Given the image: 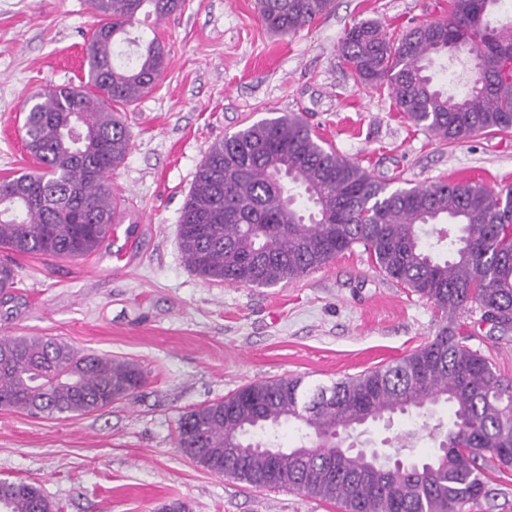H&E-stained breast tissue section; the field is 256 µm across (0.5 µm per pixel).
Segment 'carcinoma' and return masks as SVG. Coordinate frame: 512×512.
<instances>
[{
    "label": "carcinoma",
    "mask_w": 512,
    "mask_h": 512,
    "mask_svg": "<svg viewBox=\"0 0 512 512\" xmlns=\"http://www.w3.org/2000/svg\"><path fill=\"white\" fill-rule=\"evenodd\" d=\"M334 0H256L265 27L295 35L331 10ZM497 0H449V17L409 29L399 39L375 23L345 31L341 53L357 82L387 87L399 111L449 144L512 130V20L490 26ZM183 0H91L98 18L86 48V81L39 94L26 112L25 145L41 165L0 180V249L79 258L97 249L118 223L121 205L108 176L131 148L116 108L147 93L160 77L165 49L156 37H129L141 19H161ZM135 58L118 64L122 44ZM467 53V88L448 94L428 71L448 55ZM437 229L441 259L424 239ZM360 245L374 267L429 302L443 325L424 346L395 363L332 385L300 378L245 385L224 399L183 413L179 448L200 463L255 488L303 492L345 512H463L489 496L482 461L512 469V380L464 343L453 319L470 305L512 329V187L444 180L390 190L363 167L324 147L293 114L264 118L211 145L199 165L180 217L179 248L208 281L257 288L296 281ZM16 268L0 261V292L16 287ZM143 376L132 363L85 354L43 336L0 340V409L74 416L133 396ZM448 406L445 427L429 411ZM408 414L420 423L400 438L412 448L427 437L441 451L413 460L394 482L368 485L360 453L324 464L340 439L366 422ZM293 423L300 444L270 456L278 429ZM42 489L0 480V512H53Z\"/></svg>",
    "instance_id": "obj_1"
}]
</instances>
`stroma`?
<instances>
[{"label": "stroma", "instance_id": "obj_1", "mask_svg": "<svg viewBox=\"0 0 512 512\" xmlns=\"http://www.w3.org/2000/svg\"><path fill=\"white\" fill-rule=\"evenodd\" d=\"M448 15V0H335L294 36L270 33L255 0H185L148 21L167 51L155 87L122 107L131 149L110 175L125 202L121 231L80 259L18 255L19 283L0 295V338L45 336L134 362L133 397L72 417L0 410V479L40 485L56 512H342L286 489L211 472L176 444L184 412L279 378L329 385L428 342L441 320L425 299L377 271L363 247L285 286L205 280L178 247L179 220L208 148L266 117L305 120L324 146L390 188L464 179L512 186V133L448 145L397 112L387 91L357 83L340 46L353 24L392 37ZM97 18L89 0H0V179L36 170L25 103L79 84ZM472 348L512 378V331L458 318ZM408 416L364 426L357 446L389 452ZM493 495L465 512H512V469L488 467Z\"/></svg>", "mask_w": 512, "mask_h": 512}]
</instances>
